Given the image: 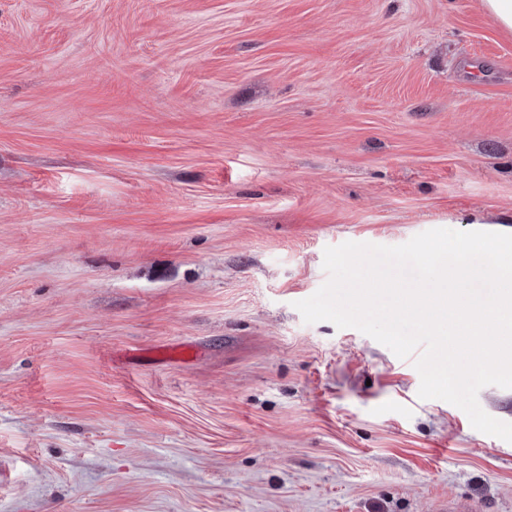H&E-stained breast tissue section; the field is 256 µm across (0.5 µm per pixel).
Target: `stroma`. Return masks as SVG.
I'll list each match as a JSON object with an SVG mask.
<instances>
[{"label": "stroma", "mask_w": 512, "mask_h": 512, "mask_svg": "<svg viewBox=\"0 0 512 512\" xmlns=\"http://www.w3.org/2000/svg\"><path fill=\"white\" fill-rule=\"evenodd\" d=\"M434 228L512 234L482 0H0V512H512V443L294 307Z\"/></svg>", "instance_id": "1"}]
</instances>
